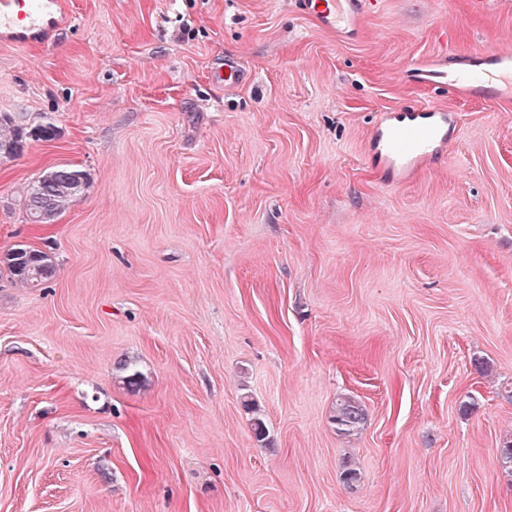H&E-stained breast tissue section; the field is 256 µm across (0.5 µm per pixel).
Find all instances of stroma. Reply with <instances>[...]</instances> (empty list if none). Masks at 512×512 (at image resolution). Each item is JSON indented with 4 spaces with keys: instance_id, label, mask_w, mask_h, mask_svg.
Wrapping results in <instances>:
<instances>
[{
    "instance_id": "35a3bbf8",
    "label": "stroma",
    "mask_w": 512,
    "mask_h": 512,
    "mask_svg": "<svg viewBox=\"0 0 512 512\" xmlns=\"http://www.w3.org/2000/svg\"><path fill=\"white\" fill-rule=\"evenodd\" d=\"M66 2L0 41V113L58 129L0 163V253L57 268H0V512H512V97L412 72L512 50V0H378L354 39L293 0ZM430 103L456 135L390 183L370 133ZM56 170L58 174L54 180H48L46 174L24 192L27 216L33 224H49L51 221L47 218V214L51 208L59 209L56 215L58 216L74 200L69 192L70 173L84 171L72 166H60ZM16 248L28 249L30 258L26 268L18 269L16 265L12 263L15 258L8 257V254L13 252ZM43 255H45L44 252L29 246L15 247L4 253L5 258L0 261V264L6 268L15 281L22 285L30 286L31 288H37L51 281L56 274L54 263L51 260H48L46 263V261L41 258ZM363 409L352 399L341 400L336 407V425L338 429L348 434L357 428L363 420Z\"/></svg>"
}]
</instances>
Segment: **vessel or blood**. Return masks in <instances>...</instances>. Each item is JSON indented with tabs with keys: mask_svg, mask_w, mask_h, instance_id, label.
I'll return each instance as SVG.
<instances>
[{
	"mask_svg": "<svg viewBox=\"0 0 512 512\" xmlns=\"http://www.w3.org/2000/svg\"><path fill=\"white\" fill-rule=\"evenodd\" d=\"M296 10L314 17L326 29L360 31L370 0H295ZM61 0H0V39L29 41L32 32L61 22ZM489 67L480 72L459 69L419 70L431 86L446 85L455 91L486 96H512V52L489 53ZM454 114L441 106L426 105L415 112L383 114L370 137L372 158L391 177L407 179L419 171L448 141Z\"/></svg>",
	"mask_w": 512,
	"mask_h": 512,
	"instance_id": "b4317fda",
	"label": "vessel or blood"
}]
</instances>
